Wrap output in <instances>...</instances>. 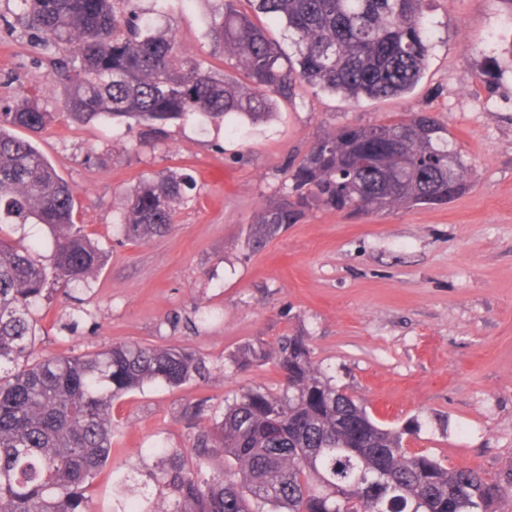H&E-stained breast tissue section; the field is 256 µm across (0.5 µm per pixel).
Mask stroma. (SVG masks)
Masks as SVG:
<instances>
[{
  "mask_svg": "<svg viewBox=\"0 0 512 512\" xmlns=\"http://www.w3.org/2000/svg\"><path fill=\"white\" fill-rule=\"evenodd\" d=\"M172 29L185 61L236 77L206 35L215 0H138ZM431 49L402 96L350 101L302 85L252 123L190 116L159 129L74 124L55 51L23 26L0 27V112L25 99L54 113L35 136L69 184L76 221L103 266L36 309L37 356H79L115 342L182 347L204 376L149 383L112 405V452L89 493L95 512L132 496L168 505L148 477L194 453L199 430L254 386L282 382L270 363L237 369L256 338L303 334L337 386L409 452L489 477L512 470V12L502 0H426ZM429 112L471 171L445 205L355 215L316 208L260 248L254 218L285 196L289 170L345 125ZM171 173L196 182L165 233L126 238L138 182Z\"/></svg>",
  "mask_w": 512,
  "mask_h": 512,
  "instance_id": "1",
  "label": "stroma"
}]
</instances>
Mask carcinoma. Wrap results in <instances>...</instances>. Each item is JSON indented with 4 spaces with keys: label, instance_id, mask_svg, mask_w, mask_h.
I'll return each mask as SVG.
<instances>
[{
    "label": "carcinoma",
    "instance_id": "cac0c4a2",
    "mask_svg": "<svg viewBox=\"0 0 512 512\" xmlns=\"http://www.w3.org/2000/svg\"><path fill=\"white\" fill-rule=\"evenodd\" d=\"M16 0L15 20L60 61L75 122L114 119L163 126L190 115L256 121L301 83L348 99L412 90L430 50L425 0H220L207 36L235 61L253 91L182 61L175 34L154 30L124 0ZM281 21L297 48L284 61L259 15ZM52 115L35 103L0 113V225L41 224L48 266L0 238V512H94L87 489L112 448V401L148 382L178 386L205 372L178 347L116 343L83 356H34V308L54 286L82 282L101 252L74 221L73 190L32 141ZM469 165L448 129L426 112L344 126L317 139L291 166L288 194L261 209L260 242L315 207L367 215L446 204ZM189 174L143 179L124 216L127 236L145 239L174 223L193 189ZM268 362L283 374L273 391L252 388L201 429L195 460L179 456L152 474L171 507L137 502L133 512H498L512 497V472L448 467L411 453L313 360L304 336L241 346L234 365ZM224 465L207 470L213 455Z\"/></svg>",
    "mask_w": 512,
    "mask_h": 512
}]
</instances>
